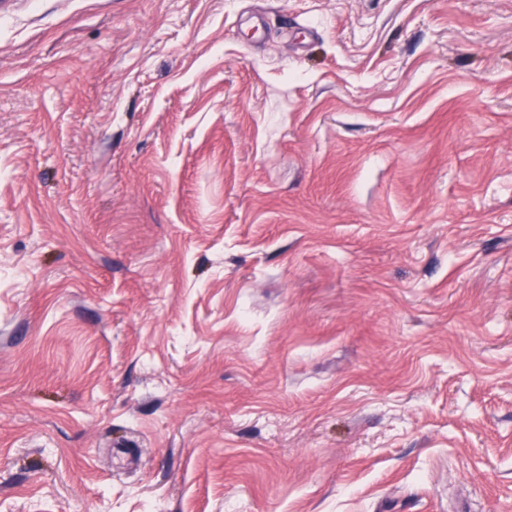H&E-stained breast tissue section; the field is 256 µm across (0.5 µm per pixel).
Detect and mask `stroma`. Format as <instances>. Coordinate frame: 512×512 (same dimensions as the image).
Instances as JSON below:
<instances>
[{"instance_id": "obj_1", "label": "stroma", "mask_w": 512, "mask_h": 512, "mask_svg": "<svg viewBox=\"0 0 512 512\" xmlns=\"http://www.w3.org/2000/svg\"><path fill=\"white\" fill-rule=\"evenodd\" d=\"M0 512H512V0H0Z\"/></svg>"}]
</instances>
